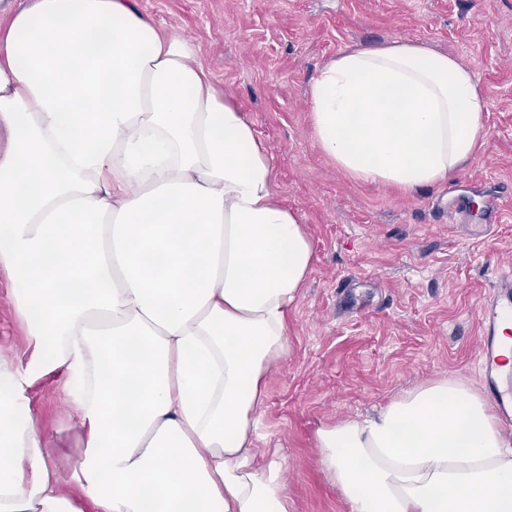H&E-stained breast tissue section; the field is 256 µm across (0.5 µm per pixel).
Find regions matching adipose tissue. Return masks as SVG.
Masks as SVG:
<instances>
[{"label":"adipose tissue","instance_id":"1","mask_svg":"<svg viewBox=\"0 0 512 512\" xmlns=\"http://www.w3.org/2000/svg\"><path fill=\"white\" fill-rule=\"evenodd\" d=\"M137 2L31 0L0 26V272L35 349L0 360V512H84L28 396L52 373L95 512H290L255 443L314 245L254 122ZM308 99L328 158L408 192L473 160L487 115L471 69L414 39L338 52ZM314 440L352 512H512V448L460 377Z\"/></svg>","mask_w":512,"mask_h":512}]
</instances>
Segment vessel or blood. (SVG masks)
Here are the masks:
<instances>
[{
    "label": "vessel or blood",
    "instance_id": "b4317fda",
    "mask_svg": "<svg viewBox=\"0 0 512 512\" xmlns=\"http://www.w3.org/2000/svg\"><path fill=\"white\" fill-rule=\"evenodd\" d=\"M451 220L465 224L470 237L486 235L484 225L470 221V205L458 202L448 212ZM512 323V272H500L493 287L483 298L478 317L477 362L481 379L490 399L502 417L512 422V374L503 372L498 340L500 328Z\"/></svg>",
    "mask_w": 512,
    "mask_h": 512
}]
</instances>
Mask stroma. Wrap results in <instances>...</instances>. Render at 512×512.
<instances>
[{
  "label": "stroma",
  "mask_w": 512,
  "mask_h": 512,
  "mask_svg": "<svg viewBox=\"0 0 512 512\" xmlns=\"http://www.w3.org/2000/svg\"><path fill=\"white\" fill-rule=\"evenodd\" d=\"M166 34L187 37L216 88L254 122L273 155L282 202L315 247L290 310L291 349L266 383L257 448L280 451L291 512H351L318 463L319 425L366 416L419 384L454 374L479 385L478 307L512 268V0H140ZM398 38L424 42L475 74L488 103L478 156L455 176L469 240L448 220L451 183L409 193L358 182L312 136L308 87L337 52ZM0 274V358L33 350ZM55 446L60 485L78 501L81 444L60 376L28 390ZM448 216L453 222L465 224L467 234L472 238H483L486 236V229L483 224H470V205L467 201L458 202L448 211Z\"/></svg>",
  "instance_id": "35a3bbf8"
}]
</instances>
